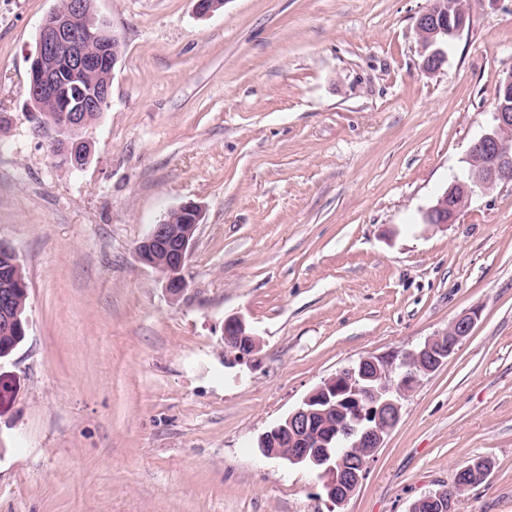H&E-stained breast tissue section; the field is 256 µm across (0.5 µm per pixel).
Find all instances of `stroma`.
<instances>
[{"instance_id": "1", "label": "stroma", "mask_w": 512, "mask_h": 512, "mask_svg": "<svg viewBox=\"0 0 512 512\" xmlns=\"http://www.w3.org/2000/svg\"><path fill=\"white\" fill-rule=\"evenodd\" d=\"M471 3L428 74L427 0H227L206 20L195 0H96L124 48L77 171L27 117L57 0H0V240L28 284L0 358V512H333L261 435L474 308L342 512H410L480 457L455 512H512V183L423 221L512 72V10ZM188 201L204 217L174 300L135 248ZM233 316L252 358L224 350ZM15 297V310L16 315L20 319V326L23 327L22 331H10V334H6L5 329L1 326L0 328V358L8 356L17 346L22 342L26 335V319L25 310L28 295L24 297V292L18 286V282H12L10 285Z\"/></svg>"}]
</instances>
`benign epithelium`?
Returning a JSON list of instances; mask_svg holds the SVG:
<instances>
[{"label":"benign epithelium","instance_id":"obj_1","mask_svg":"<svg viewBox=\"0 0 512 512\" xmlns=\"http://www.w3.org/2000/svg\"><path fill=\"white\" fill-rule=\"evenodd\" d=\"M96 0H60L43 19L37 33L35 53L28 57V116L38 118L48 112L45 101L56 95L62 83L77 85L90 80L89 91L72 99L61 97L62 112L47 127L57 136L51 148L71 168H85L91 158L87 141L77 133L93 122L109 106L112 77L123 49L120 34L103 24H95ZM227 0H196L195 11L206 19L224 9ZM422 68L427 73L439 70L447 54L439 43L448 38V17L428 5L416 21ZM489 158L482 171L469 172L468 180L454 179L438 196L437 203L424 213V223L449 224L477 192L494 189L512 181V112L495 107L494 124L470 148L468 162ZM202 210L194 202H186L167 211L153 225L148 236L135 248L138 260L158 270L165 278V288L173 297L187 288L184 265L201 224ZM479 311L474 309L455 318L448 329L424 342L418 349L400 359L399 379L387 381L388 370L395 358L368 355L344 368L312 391L286 419L262 436L267 446L261 448L267 458H277L291 465H304L321 470L326 497L337 507L354 494L365 479L369 464L383 447L385 438L395 428L401 412L400 397L410 390L422 374L438 370L455 353L459 343L470 335ZM258 348L255 336L246 331L242 318L224 322V350L245 358ZM334 414L340 423L319 436L311 434L318 416ZM342 438L356 449L352 460L333 461L329 444ZM448 498V488L437 489L416 501L411 512L423 508L440 509Z\"/></svg>","mask_w":512,"mask_h":512}]
</instances>
